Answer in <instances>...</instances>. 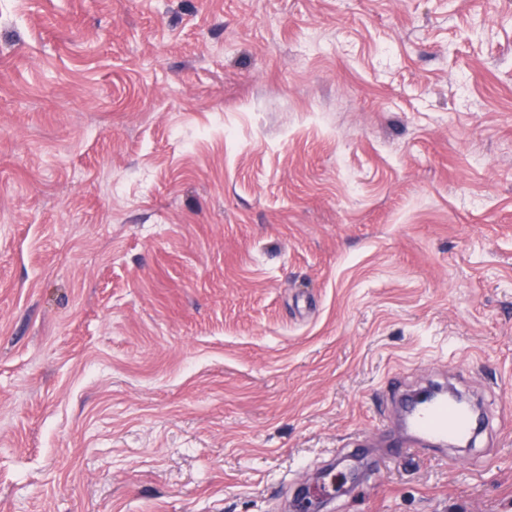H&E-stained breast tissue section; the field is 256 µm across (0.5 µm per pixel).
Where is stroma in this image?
<instances>
[{"label": "stroma", "mask_w": 512, "mask_h": 512, "mask_svg": "<svg viewBox=\"0 0 512 512\" xmlns=\"http://www.w3.org/2000/svg\"><path fill=\"white\" fill-rule=\"evenodd\" d=\"M306 498L512 512V0H0V512ZM413 431L432 441H447L470 427L468 414L448 400L419 408L412 418Z\"/></svg>", "instance_id": "stroma-1"}]
</instances>
